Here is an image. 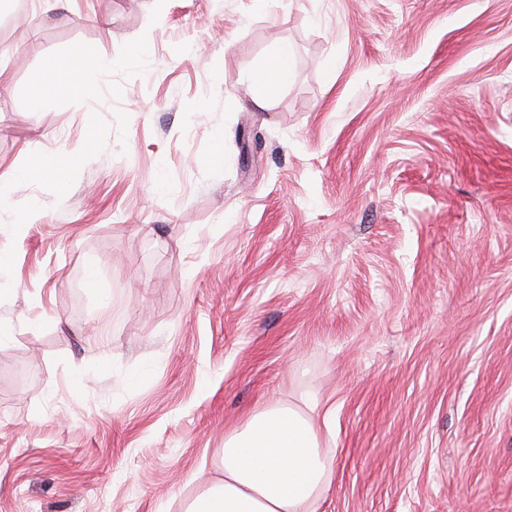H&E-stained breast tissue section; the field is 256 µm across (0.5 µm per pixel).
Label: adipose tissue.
<instances>
[{
  "instance_id": "ef3b65f1",
  "label": "adipose tissue",
  "mask_w": 512,
  "mask_h": 512,
  "mask_svg": "<svg viewBox=\"0 0 512 512\" xmlns=\"http://www.w3.org/2000/svg\"><path fill=\"white\" fill-rule=\"evenodd\" d=\"M292 76L291 49L281 45L249 76L266 107ZM315 402L271 405L224 441L223 474L185 512H316L332 479V462L313 423Z\"/></svg>"
}]
</instances>
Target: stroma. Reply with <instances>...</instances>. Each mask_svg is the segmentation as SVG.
<instances>
[{
  "label": "stroma",
  "instance_id": "35a3bbf8",
  "mask_svg": "<svg viewBox=\"0 0 512 512\" xmlns=\"http://www.w3.org/2000/svg\"><path fill=\"white\" fill-rule=\"evenodd\" d=\"M0 49V512H184L306 393L318 512H512V0H0ZM291 76V49L287 44H284L248 76L257 91L256 105L260 109H264L269 103L273 102Z\"/></svg>",
  "mask_w": 512,
  "mask_h": 512
}]
</instances>
